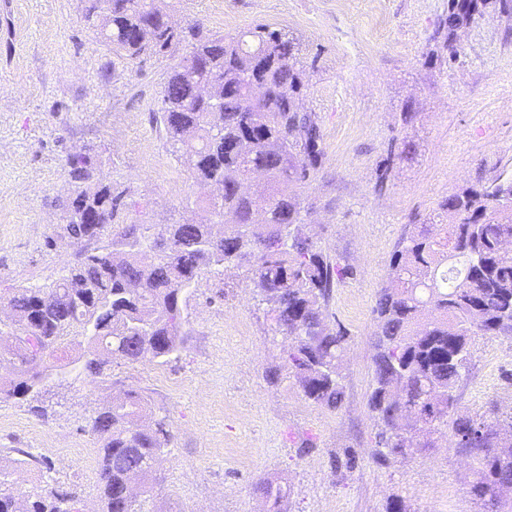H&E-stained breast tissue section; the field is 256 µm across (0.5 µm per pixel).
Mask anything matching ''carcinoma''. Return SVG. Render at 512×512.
I'll list each match as a JSON object with an SVG mask.
<instances>
[{
	"label": "carcinoma",
	"mask_w": 512,
	"mask_h": 512,
	"mask_svg": "<svg viewBox=\"0 0 512 512\" xmlns=\"http://www.w3.org/2000/svg\"><path fill=\"white\" fill-rule=\"evenodd\" d=\"M83 20L101 43L130 60L185 53L166 76L158 120L178 161L198 183L218 184L208 208L214 222L128 221L126 192L103 179L87 153L65 160L70 190L58 206L60 230L109 241L81 254L46 288H16L11 322L0 321V394L29 396L69 370L102 374L113 360L159 364L179 357L188 307L207 272L247 267L274 335L287 340L281 365L307 400L330 410L344 391L346 332L324 312L350 267L299 235L302 210L292 186L310 179L322 157L315 113L304 107L305 70L287 33L258 24L235 34L199 23L181 26L164 0H83ZM484 0H448L436 30L448 61L460 58L455 31L482 16ZM263 89L252 96V87ZM512 175L479 179L448 196L428 222L397 245L390 284L380 289L368 407L384 459L412 458L448 430L453 447L475 464L470 493L479 512H501L495 490L512 486V414L488 422L461 414L456 391L469 371L477 336H512ZM80 336L85 359L54 362L63 337ZM148 396L127 390L97 411L89 431L99 444L101 512H149L125 495L145 485L167 451L163 419H146ZM264 512H286L290 489L278 478L256 486ZM0 512H84L77 492L53 486L20 504L0 471Z\"/></svg>",
	"instance_id": "obj_1"
}]
</instances>
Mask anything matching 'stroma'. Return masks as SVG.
Listing matches in <instances>:
<instances>
[{
	"label": "stroma",
	"instance_id": "1",
	"mask_svg": "<svg viewBox=\"0 0 512 512\" xmlns=\"http://www.w3.org/2000/svg\"><path fill=\"white\" fill-rule=\"evenodd\" d=\"M175 22L236 33L284 29L301 46L307 107L321 128L323 156L307 183L302 232L351 268L326 309L348 334L344 398L329 410L291 382L269 384L282 337L272 335L246 268L200 281L179 358L118 362L111 377L80 373L51 384L34 416L29 398L0 397V468L17 494L43 484L76 489L98 512V444L88 424L113 394L151 395L150 414L172 434L151 492L160 512H261L255 484L284 478L288 512H385L400 495L408 512H477L470 460L450 435L404 462L376 453L368 410L375 307L390 261L412 225L460 188L512 173V16L497 8L458 31L449 62L433 34L448 0H166ZM83 0H0V306L13 289L67 274L86 240L55 237L68 193L65 159L88 151L107 180L125 189L131 221L209 219L186 211L204 197L172 155L160 125L164 78L174 59L128 61L97 42ZM410 159L379 181L393 139ZM461 412L488 420L512 413V338L477 337L460 383ZM312 441L306 455L302 442ZM36 457L18 470L20 451Z\"/></svg>",
	"mask_w": 512,
	"mask_h": 512
}]
</instances>
